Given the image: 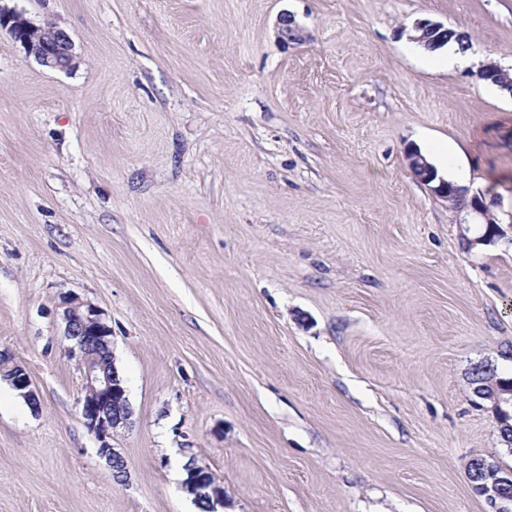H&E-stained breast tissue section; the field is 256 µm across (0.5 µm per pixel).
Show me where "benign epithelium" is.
<instances>
[{
    "label": "benign epithelium",
    "mask_w": 512,
    "mask_h": 512,
    "mask_svg": "<svg viewBox=\"0 0 512 512\" xmlns=\"http://www.w3.org/2000/svg\"><path fill=\"white\" fill-rule=\"evenodd\" d=\"M5 30L18 44L25 55L34 58L42 67L60 72H70L77 66V56L70 36L53 23H36L23 12L0 5V30ZM411 38L424 47L438 43L439 37L448 32L444 25L429 20L414 23ZM280 34L284 41L302 40V31L289 15L280 18ZM497 78L491 80L500 91L512 96V67L495 65ZM407 167L412 175L430 186L432 193L449 202L456 213L458 224H501L500 218L479 193L468 194V189L443 178L433 182L434 166L416 149L406 154ZM468 195V201L460 208L454 201L460 195ZM65 334L71 341L70 357L77 359L81 376L80 415L84 425L99 442V454L106 458L114 478L121 482L127 474V462L110 444L113 432L129 423L132 416L124 380L117 367L105 362V354L112 348V329L103 318L98 306L81 296L65 292L60 296ZM0 376L19 391L31 406L38 404L31 388L32 381L27 369L0 352ZM185 469L188 478L182 483L186 493L194 499L203 498L209 512H218L224 506V487L212 483L195 460H190ZM494 463L484 458L477 460L470 479L481 481L485 498L491 512H512L501 502L498 487L512 484V469H502L495 477Z\"/></svg>",
    "instance_id": "7a95c632"
}]
</instances>
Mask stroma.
Instances as JSON below:
<instances>
[{
  "instance_id": "stroma-1",
  "label": "stroma",
  "mask_w": 512,
  "mask_h": 512,
  "mask_svg": "<svg viewBox=\"0 0 512 512\" xmlns=\"http://www.w3.org/2000/svg\"><path fill=\"white\" fill-rule=\"evenodd\" d=\"M71 37L55 72L0 32V512H490L512 468L470 371L512 374V243L464 250L414 147L512 212V0H6ZM289 13L304 39L284 44ZM465 33L444 69L414 22ZM112 328L116 482L79 414L60 295ZM1 375L13 388L20 391L19 395L32 407L37 406V397L31 388L32 381L27 369L23 365L14 362L10 356L0 352V378ZM185 469L188 478L182 483L184 491L193 496V500L197 502L199 498H204L209 509L208 512H219L218 506L224 508V487L211 483L204 472H199L201 467L193 459L186 464ZM495 466L497 469H501L499 465L495 464ZM493 469V462L484 458L477 459L476 466L469 478L471 482L474 479L482 481L479 487H483L485 498L492 509L490 512H509L511 506L508 508L501 502L502 498L498 493V487L512 484V469H501L499 474L492 478L490 475L493 473Z\"/></svg>"
}]
</instances>
